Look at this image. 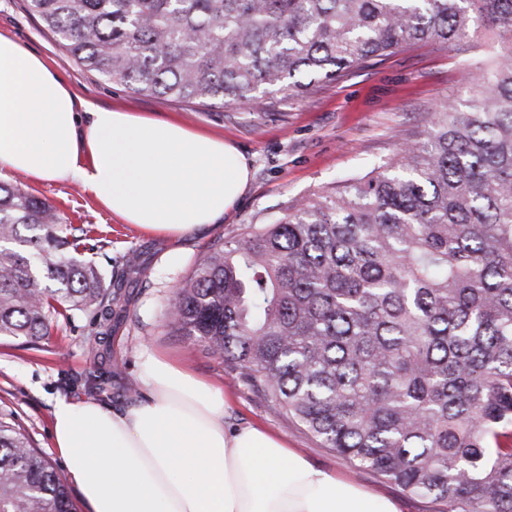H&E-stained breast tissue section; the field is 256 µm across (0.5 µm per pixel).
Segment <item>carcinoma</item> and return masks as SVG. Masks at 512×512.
<instances>
[{
    "mask_svg": "<svg viewBox=\"0 0 512 512\" xmlns=\"http://www.w3.org/2000/svg\"><path fill=\"white\" fill-rule=\"evenodd\" d=\"M89 72L199 105L311 93L424 44L484 49L473 97L384 165L218 240L180 284L183 336L322 447L447 512H512V0H26ZM90 232L0 184V336L112 315ZM0 512H75L0 417Z\"/></svg>",
    "mask_w": 512,
    "mask_h": 512,
    "instance_id": "cac0c4a2",
    "label": "carcinoma"
}]
</instances>
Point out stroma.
Segmentation results:
<instances>
[{"label": "stroma", "mask_w": 512, "mask_h": 512, "mask_svg": "<svg viewBox=\"0 0 512 512\" xmlns=\"http://www.w3.org/2000/svg\"><path fill=\"white\" fill-rule=\"evenodd\" d=\"M0 34L41 56L77 99L180 121L233 143L251 164L249 186L235 210L221 223L178 239L108 214L78 184L37 182L21 173L1 172L0 182L46 199L70 223L92 226L83 256L111 281L120 300L112 306V331L96 352L89 341L103 321L98 309L56 316L49 334L36 341L1 336L0 413L57 471H64L51 438L55 401L93 399L116 409L144 401L139 381L143 351L153 349L223 386L231 399L225 427L260 425L283 437L313 465L395 500L399 512H442V503L409 495L321 447L285 409L248 386L238 370L202 343L177 335L167 311L176 284L216 240L233 238L245 225L270 222L284 214L291 200L346 176L367 174L390 160L402 140L441 106L468 102L470 76L482 53L402 50L355 69L317 94L290 98L272 92L271 107L257 110L234 104L202 107L137 94L88 72L28 13L25 0H0Z\"/></svg>", "instance_id": "obj_1"}]
</instances>
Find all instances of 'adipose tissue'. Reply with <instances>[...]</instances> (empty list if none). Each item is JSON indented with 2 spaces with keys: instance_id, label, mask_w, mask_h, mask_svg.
Listing matches in <instances>:
<instances>
[{
  "instance_id": "ef3b65f1",
  "label": "adipose tissue",
  "mask_w": 512,
  "mask_h": 512,
  "mask_svg": "<svg viewBox=\"0 0 512 512\" xmlns=\"http://www.w3.org/2000/svg\"><path fill=\"white\" fill-rule=\"evenodd\" d=\"M79 183L126 223L175 237L218 223L250 168L223 139L135 112L78 106L34 53L0 35V172ZM148 394L114 410L57 401L53 445L87 512H399L311 465L274 434L227 430L222 388L156 352Z\"/></svg>"
}]
</instances>
